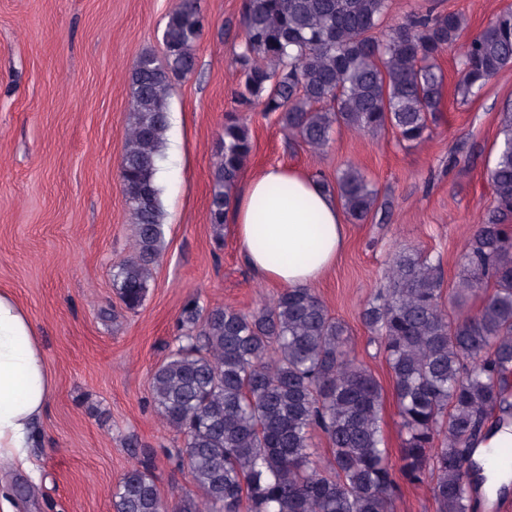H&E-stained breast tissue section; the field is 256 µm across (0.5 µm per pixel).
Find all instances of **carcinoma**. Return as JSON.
I'll use <instances>...</instances> for the list:
<instances>
[{
    "label": "carcinoma",
    "instance_id": "carcinoma-1",
    "mask_svg": "<svg viewBox=\"0 0 512 512\" xmlns=\"http://www.w3.org/2000/svg\"><path fill=\"white\" fill-rule=\"evenodd\" d=\"M389 0H242L234 47L243 109L259 106L313 149L335 127L391 129L420 143L440 111L436 57L466 28L455 11L385 27ZM204 27L198 0H175L164 54L142 55L131 75V121L120 168L134 225L133 251L112 270L127 309L143 303L165 250L156 182L169 127L172 80L196 69ZM512 64V11L466 41L457 91L466 101ZM489 178L496 206L468 239L463 275L445 294L440 260L413 248L395 255L387 285L360 311L383 353L405 433L392 461L380 426L382 387L348 348L349 331L307 288L284 289L256 312L188 300L181 335L151 376L152 400L184 437L170 454L201 493H173L172 512H393L400 482L430 481L437 512H473L488 477L472 442L495 414L512 416V104L503 108ZM253 143L247 119L226 116L212 169L210 223L221 228ZM346 213L364 221L378 192L349 165L336 177ZM484 283L493 286L465 312ZM332 458L313 459L312 432ZM115 512H166L158 487L132 468L112 495Z\"/></svg>",
    "mask_w": 512,
    "mask_h": 512
}]
</instances>
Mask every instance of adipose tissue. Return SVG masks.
I'll use <instances>...</instances> for the list:
<instances>
[{"instance_id":"adipose-tissue-1","label":"adipose tissue","mask_w":512,"mask_h":512,"mask_svg":"<svg viewBox=\"0 0 512 512\" xmlns=\"http://www.w3.org/2000/svg\"><path fill=\"white\" fill-rule=\"evenodd\" d=\"M251 272L283 288H306L335 263L345 226L333 194L292 166H271L235 196L230 213ZM52 378L36 329L24 309L0 291V463L33 470L34 425Z\"/></svg>"}]
</instances>
